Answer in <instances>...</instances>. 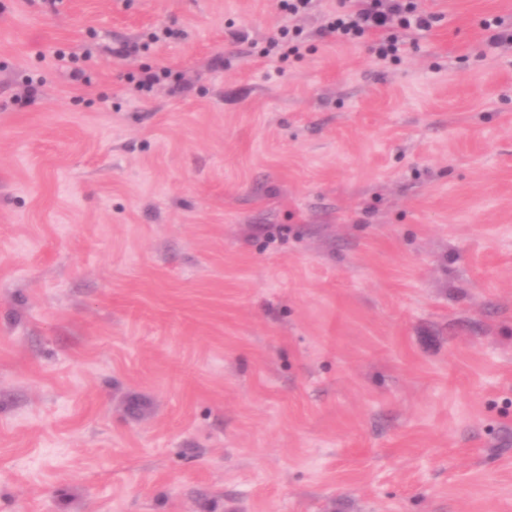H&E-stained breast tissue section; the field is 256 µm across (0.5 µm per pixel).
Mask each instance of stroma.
I'll return each mask as SVG.
<instances>
[{"mask_svg":"<svg viewBox=\"0 0 512 512\" xmlns=\"http://www.w3.org/2000/svg\"><path fill=\"white\" fill-rule=\"evenodd\" d=\"M417 3L0 0V512H512V0ZM350 2H359L351 4ZM323 31L336 33L344 43H352L371 31L387 30L379 43L380 60L397 61L405 51L407 31L428 30L434 17L417 10L413 0H338L336 9L325 15ZM303 30L297 25H284L279 30V37L273 38L268 42L267 50L264 53L265 57L274 58L277 55L278 60H283L289 54L297 56L300 54L301 44L303 42ZM287 46V52L279 53L282 46Z\"/></svg>","mask_w":512,"mask_h":512,"instance_id":"35a3bbf8","label":"stroma"}]
</instances>
